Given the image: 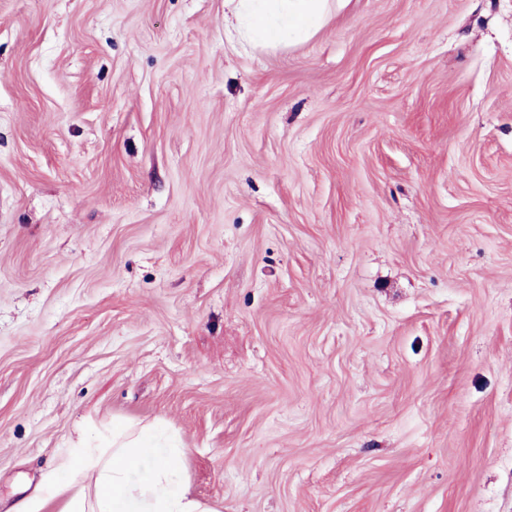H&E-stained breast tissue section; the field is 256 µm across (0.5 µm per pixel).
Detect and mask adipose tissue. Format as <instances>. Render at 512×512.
<instances>
[{
  "instance_id": "1",
  "label": "adipose tissue",
  "mask_w": 512,
  "mask_h": 512,
  "mask_svg": "<svg viewBox=\"0 0 512 512\" xmlns=\"http://www.w3.org/2000/svg\"><path fill=\"white\" fill-rule=\"evenodd\" d=\"M328 0H225L227 29L253 41L285 44L309 39L322 26ZM186 451L158 435L154 424L126 422L109 434L77 430L55 476L39 495L10 512H215L193 496Z\"/></svg>"
}]
</instances>
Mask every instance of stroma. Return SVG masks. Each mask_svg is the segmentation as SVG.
<instances>
[{"label": "stroma", "mask_w": 512, "mask_h": 512, "mask_svg": "<svg viewBox=\"0 0 512 512\" xmlns=\"http://www.w3.org/2000/svg\"><path fill=\"white\" fill-rule=\"evenodd\" d=\"M116 416L217 512H512V0H0V512ZM327 4L328 0H225L224 27L253 41L290 44L307 40L320 29Z\"/></svg>", "instance_id": "35a3bbf8"}]
</instances>
